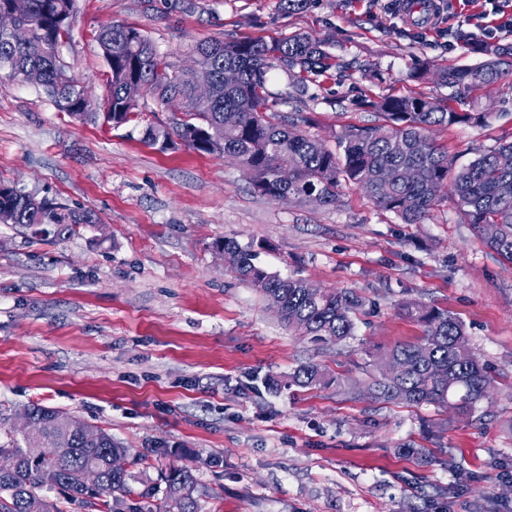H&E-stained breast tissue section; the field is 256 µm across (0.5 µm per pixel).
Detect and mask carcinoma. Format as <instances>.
<instances>
[{"mask_svg": "<svg viewBox=\"0 0 512 512\" xmlns=\"http://www.w3.org/2000/svg\"><path fill=\"white\" fill-rule=\"evenodd\" d=\"M20 23L30 31L24 43L0 31V71L9 70L44 89L60 111L76 119L102 116L114 127L140 124L139 100H130L126 87L137 80L143 97L162 104L180 99L183 112L170 128L148 124L143 140L166 150L179 140L202 154L234 159L250 175L253 187L272 199L336 204L341 183L359 187L378 207L405 224H421L439 201L438 186L449 187L465 223L477 229L486 245L512 263V142L498 144L468 166L453 170L448 151L428 136L437 126H486L490 112H459L473 92L512 76V44L486 47L484 59L473 65L443 68L439 81L448 87V104L426 96L364 98L361 107L381 115V123L351 128L337 138L331 150L319 139L303 134L296 125L275 123L268 115L267 74L277 68L303 88L310 76H323L335 67L322 43L309 34L293 33L263 41H211L193 46L197 68L179 74L139 29L109 23L95 33L107 70L104 94L94 99L68 75L61 48L71 35L77 0H29ZM235 74L227 82L224 74ZM214 83L206 103L195 99L202 75ZM0 222L31 231L32 239L68 238L97 223L88 211L73 209L53 198L40 197L0 181ZM224 264L242 281L257 288L269 304L280 308V321L314 343L338 345L354 335L362 298L350 290L318 287L306 279L282 276L256 263L252 242L226 237L216 244ZM404 314L423 327L415 341L394 346L387 361L402 362L406 370L396 377H374L356 397L411 407H449L469 416L486 399L494 379L472 352L462 322L446 309L410 300ZM333 378L317 363L298 366L288 386L312 389ZM33 434L0 445V454L15 458L14 469L0 473V512H28L29 500L40 502L41 512H63L42 491L58 487L71 503L101 508V512H153L147 500L162 495L164 512H198V485L192 470L172 466L160 482L141 492L131 485L129 470L112 469V458L126 449L101 431L59 409L32 404Z\"/></svg>", "mask_w": 512, "mask_h": 512, "instance_id": "1", "label": "carcinoma"}]
</instances>
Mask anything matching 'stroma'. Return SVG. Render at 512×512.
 <instances>
[{"label": "stroma", "instance_id": "obj_1", "mask_svg": "<svg viewBox=\"0 0 512 512\" xmlns=\"http://www.w3.org/2000/svg\"><path fill=\"white\" fill-rule=\"evenodd\" d=\"M417 24L397 0H78L62 58L93 97L106 63L94 39L106 22L148 35L174 72L191 44L307 32L336 63L331 78L292 87L267 76L271 116L335 148L373 124L360 98L446 101L437 69L479 62L457 30L512 43L497 0H448ZM486 127H437L456 167L512 141V86L463 105ZM0 180L95 214L81 234L29 243L0 224V440L41 404L68 412L127 448L135 490L185 465L200 512H512V264L464 223L450 193L421 224H405L355 185L336 206L256 193L232 158L181 146L160 151L134 125L78 121L42 89L0 73ZM260 243L259 263L365 306L344 345L316 348L282 324L214 247ZM409 298L465 326L495 388L476 416L352 398L380 356L414 340ZM314 361L341 386L300 390L289 373ZM278 380L268 389L266 378ZM412 454H405V447Z\"/></svg>", "mask_w": 512, "mask_h": 512}]
</instances>
